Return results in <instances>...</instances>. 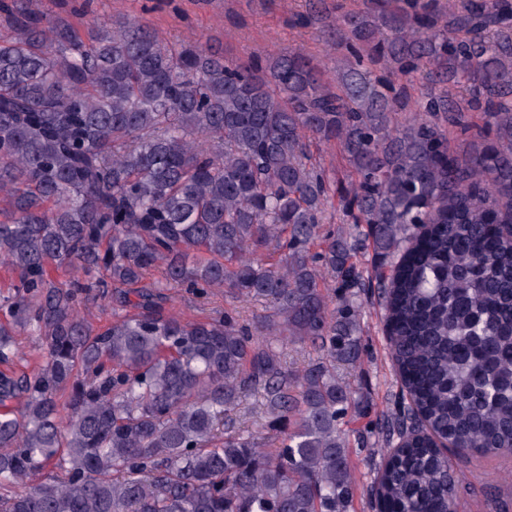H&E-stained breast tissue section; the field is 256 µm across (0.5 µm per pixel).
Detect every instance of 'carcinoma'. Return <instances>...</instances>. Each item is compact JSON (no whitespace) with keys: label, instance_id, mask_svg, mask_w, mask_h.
<instances>
[{"label":"carcinoma","instance_id":"obj_1","mask_svg":"<svg viewBox=\"0 0 512 512\" xmlns=\"http://www.w3.org/2000/svg\"><path fill=\"white\" fill-rule=\"evenodd\" d=\"M354 57L336 77L299 52L233 64L136 20L85 30L27 11L0 36V363L41 340L30 373L0 372V512H349L341 426L360 399L336 372L361 359V294L381 290L392 359L423 427L372 486L387 512H452L459 486L436 444L512 449V0H399L336 18ZM430 65L425 111L493 140L449 153L426 120L363 68ZM334 141L356 176L362 239L321 232ZM78 276L63 287L52 271ZM348 298L330 308L326 278ZM266 300L245 322L187 320L168 289ZM112 298L89 325L81 296ZM315 357L286 367L283 347ZM261 397L266 441L238 425ZM312 162L324 168L326 172L332 173L347 170L348 165L342 156L340 147L336 143H320L314 144L312 147Z\"/></svg>","mask_w":512,"mask_h":512}]
</instances>
